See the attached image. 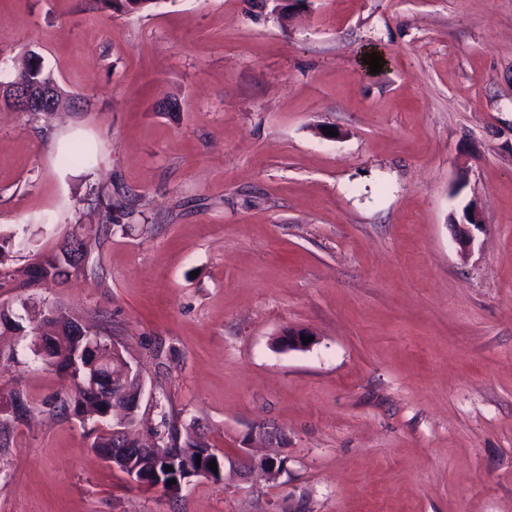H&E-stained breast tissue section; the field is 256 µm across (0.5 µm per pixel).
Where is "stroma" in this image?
Returning <instances> with one entry per match:
<instances>
[{"mask_svg": "<svg viewBox=\"0 0 512 512\" xmlns=\"http://www.w3.org/2000/svg\"><path fill=\"white\" fill-rule=\"evenodd\" d=\"M32 53L79 106L0 111V306L119 342L229 461L140 488L0 332V512H512V0H0V71ZM75 230L89 272L32 282ZM259 425L273 482L235 473ZM91 201L93 209L97 211L101 224H112L119 217H134L136 209L128 202L113 198L109 187H96L93 189ZM467 224H451L454 236L462 251H470L475 241L473 230H482L483 223L478 210L472 213L466 211L464 215Z\"/></svg>", "mask_w": 512, "mask_h": 512, "instance_id": "obj_1", "label": "stroma"}]
</instances>
